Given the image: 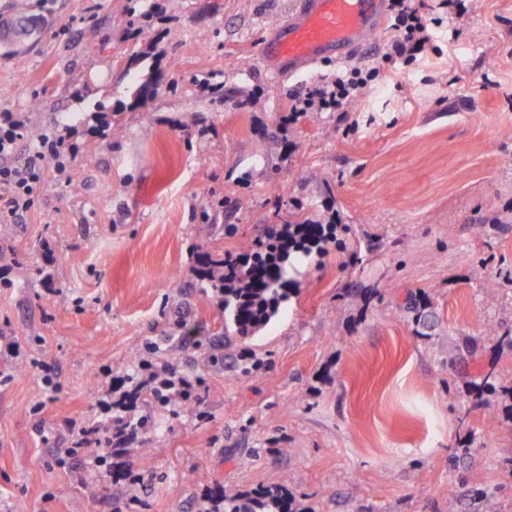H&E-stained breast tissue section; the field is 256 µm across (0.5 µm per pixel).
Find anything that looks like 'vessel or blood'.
<instances>
[{"instance_id":"obj_1","label":"vessel or blood","mask_w":512,"mask_h":512,"mask_svg":"<svg viewBox=\"0 0 512 512\" xmlns=\"http://www.w3.org/2000/svg\"><path fill=\"white\" fill-rule=\"evenodd\" d=\"M386 24V0H300L264 55L274 74L293 75L331 51L355 58Z\"/></svg>"}]
</instances>
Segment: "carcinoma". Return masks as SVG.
<instances>
[{
    "mask_svg": "<svg viewBox=\"0 0 512 512\" xmlns=\"http://www.w3.org/2000/svg\"><path fill=\"white\" fill-rule=\"evenodd\" d=\"M336 225L313 224L296 210L285 224L268 227L264 240L244 243L201 273L221 298L224 335L252 337L264 330L288 301V276L294 260L323 251ZM223 512H302L288 489L264 488L248 493L221 491Z\"/></svg>",
    "mask_w": 512,
    "mask_h": 512,
    "instance_id": "carcinoma-1",
    "label": "carcinoma"
}]
</instances>
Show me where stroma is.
<instances>
[{"mask_svg": "<svg viewBox=\"0 0 512 512\" xmlns=\"http://www.w3.org/2000/svg\"><path fill=\"white\" fill-rule=\"evenodd\" d=\"M294 2L0 0L48 22L21 56L0 47V113L26 120L8 162L52 133L74 154L0 227V512H198L219 486L281 485L303 512H512V0H466L424 63L376 38L354 64L385 76L346 112L290 109L335 55L280 78L264 60ZM297 209L335 239L269 328L225 343L202 255ZM144 359L197 382L141 401L152 461L148 429L125 442L133 480L58 466L104 371L125 386Z\"/></svg>", "mask_w": 512, "mask_h": 512, "instance_id": "stroma-1", "label": "stroma"}]
</instances>
